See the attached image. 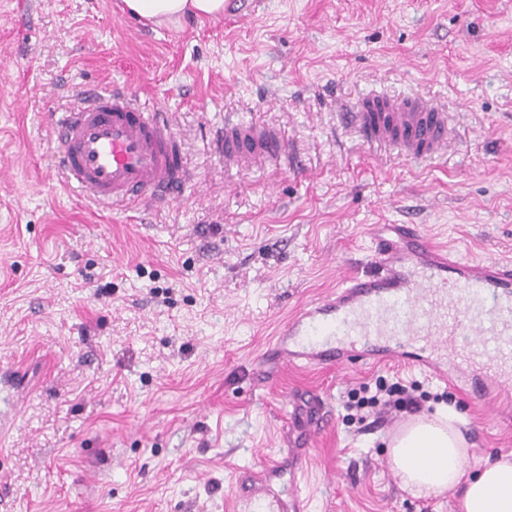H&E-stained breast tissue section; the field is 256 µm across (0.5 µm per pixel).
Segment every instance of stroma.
Segmentation results:
<instances>
[{"label":"stroma","instance_id":"stroma-1","mask_svg":"<svg viewBox=\"0 0 512 512\" xmlns=\"http://www.w3.org/2000/svg\"><path fill=\"white\" fill-rule=\"evenodd\" d=\"M111 83L173 120L192 182L119 214L52 169V112ZM416 93L448 115L449 150L410 160L340 120ZM279 132L290 158L228 169L226 119ZM372 224H418L459 256L512 260V0H224L222 16L151 28L118 0H0V512H258L235 466L288 458L285 403L317 394L302 452L307 512H458L392 471L405 413L351 396L415 386L465 421L467 474L512 454V398L465 378L350 353L263 361L300 306L369 270Z\"/></svg>","mask_w":512,"mask_h":512}]
</instances>
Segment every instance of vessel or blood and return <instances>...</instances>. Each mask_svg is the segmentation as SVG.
I'll use <instances>...</instances> for the list:
<instances>
[{"instance_id":"1","label":"vessel or blood","mask_w":512,"mask_h":512,"mask_svg":"<svg viewBox=\"0 0 512 512\" xmlns=\"http://www.w3.org/2000/svg\"><path fill=\"white\" fill-rule=\"evenodd\" d=\"M346 123L368 139L397 142L422 158L449 146L448 121L417 98H384L345 113ZM53 164L63 183L100 205L126 207L148 200L177 199L190 181L163 113L141 108L128 91L100 86L83 91L76 105L54 113ZM225 166L245 168L257 158L286 154L279 134L229 122L214 143ZM375 268L352 271L336 292L301 307L265 358L283 365L314 359L341 364L348 349L377 360L402 357L413 343L436 354L461 338L493 371L471 386L489 404L512 387V263L461 259L433 245L416 224H377L370 232ZM288 476L289 499L267 492ZM233 477L244 500L263 512H302L303 482L296 464L269 459L247 465Z\"/></svg>"}]
</instances>
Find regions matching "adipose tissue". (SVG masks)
<instances>
[{
    "label": "adipose tissue",
    "instance_id": "adipose-tissue-1",
    "mask_svg": "<svg viewBox=\"0 0 512 512\" xmlns=\"http://www.w3.org/2000/svg\"><path fill=\"white\" fill-rule=\"evenodd\" d=\"M126 10L151 25L175 24L184 17L215 18L224 0H124ZM453 411L437 419L415 416L393 435L390 462L403 489L416 496L455 492L460 512H512V459L485 461L474 475L465 471L468 443Z\"/></svg>",
    "mask_w": 512,
    "mask_h": 512
}]
</instances>
